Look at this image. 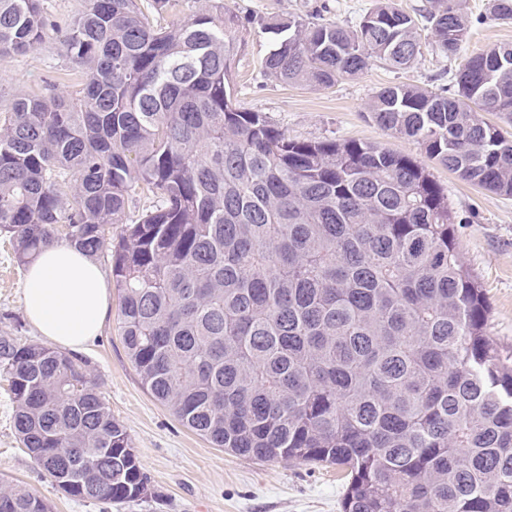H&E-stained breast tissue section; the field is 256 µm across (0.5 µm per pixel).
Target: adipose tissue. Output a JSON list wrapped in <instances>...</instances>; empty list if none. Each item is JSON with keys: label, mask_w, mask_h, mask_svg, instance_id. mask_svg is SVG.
Segmentation results:
<instances>
[{"label": "adipose tissue", "mask_w": 512, "mask_h": 512, "mask_svg": "<svg viewBox=\"0 0 512 512\" xmlns=\"http://www.w3.org/2000/svg\"><path fill=\"white\" fill-rule=\"evenodd\" d=\"M109 305L102 270L77 247L51 245L27 269L23 310L48 343L83 349L98 336Z\"/></svg>", "instance_id": "obj_1"}]
</instances>
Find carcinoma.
Instances as JSON below:
<instances>
[{"label": "carcinoma", "instance_id": "cac0c4a2", "mask_svg": "<svg viewBox=\"0 0 512 512\" xmlns=\"http://www.w3.org/2000/svg\"><path fill=\"white\" fill-rule=\"evenodd\" d=\"M489 13L512 21V0ZM41 0H0V54L37 50ZM264 76L329 88L370 60L402 70L430 33L469 29L456 0H376L358 24L270 17ZM223 0L175 28L138 0H86L59 37L78 89L0 116V235L17 265L63 239L111 258L119 336L143 388L235 456L335 465L342 512H512V353L487 334L448 194L374 143L295 140L241 109L243 41ZM454 92L380 88L369 111L463 181L512 195V44L451 74ZM153 205L131 219L141 189ZM120 227L112 235V226ZM22 447L73 498L150 495L86 360L0 329ZM0 512H51L0 478Z\"/></svg>", "mask_w": 512, "mask_h": 512}]
</instances>
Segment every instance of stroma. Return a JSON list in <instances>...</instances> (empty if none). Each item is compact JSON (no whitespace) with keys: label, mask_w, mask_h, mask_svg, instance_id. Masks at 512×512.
<instances>
[{"label":"stroma","mask_w":512,"mask_h":512,"mask_svg":"<svg viewBox=\"0 0 512 512\" xmlns=\"http://www.w3.org/2000/svg\"><path fill=\"white\" fill-rule=\"evenodd\" d=\"M489 0H463L469 34L451 61L423 44L417 64L395 71L374 62L335 86L286 85L264 79L261 61L274 37L262 28L275 15L331 20L352 25L374 0H224L240 20L244 47L232 69L234 98L241 108L257 110L297 140L336 139L376 143L424 162L448 192L458 250L478 277L489 307L487 331L504 350L512 348V197L460 181L427 158L404 137L382 131L368 105L372 95L392 83L439 90L448 86L444 66L460 67L487 46L512 43V23L491 19ZM50 20L41 46L26 54L0 56V111L19 94H41L50 84L83 81L81 71L60 52V32L85 7V0H43ZM25 272L16 264L7 239L0 238V328L27 342L40 336L21 304ZM118 304H111L96 341L83 350L92 374L124 426L150 480L151 497L117 504L80 501L63 494L19 446L13 407L0 380V477L19 483L52 507V512H342L344 483L337 467L326 464L260 462L237 457L183 427L142 387L117 331Z\"/></svg>","instance_id":"35a3bbf8"}]
</instances>
